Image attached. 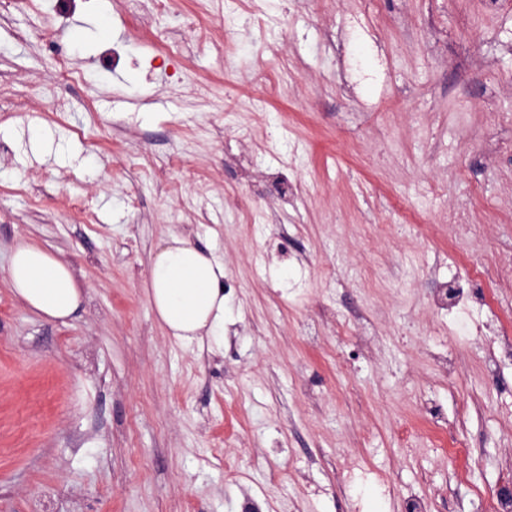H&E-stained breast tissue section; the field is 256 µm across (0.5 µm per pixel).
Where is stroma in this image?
<instances>
[{
	"mask_svg": "<svg viewBox=\"0 0 512 512\" xmlns=\"http://www.w3.org/2000/svg\"><path fill=\"white\" fill-rule=\"evenodd\" d=\"M173 232L224 262L221 354L147 298ZM22 240L73 268L74 320L12 294ZM490 247L512 255V0H0V512H492ZM451 277L479 297L442 305Z\"/></svg>",
	"mask_w": 512,
	"mask_h": 512,
	"instance_id": "1",
	"label": "stroma"
}]
</instances>
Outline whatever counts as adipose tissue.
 Segmentation results:
<instances>
[{
  "label": "adipose tissue",
  "instance_id": "obj_1",
  "mask_svg": "<svg viewBox=\"0 0 512 512\" xmlns=\"http://www.w3.org/2000/svg\"><path fill=\"white\" fill-rule=\"evenodd\" d=\"M7 280L13 295L51 321L67 322L83 301L70 266L33 241L12 251ZM145 289L168 336L187 348L224 350V262L187 238L170 234L153 256Z\"/></svg>",
  "mask_w": 512,
  "mask_h": 512
}]
</instances>
